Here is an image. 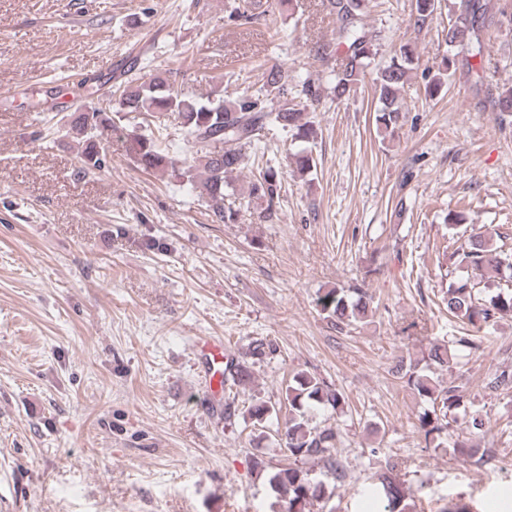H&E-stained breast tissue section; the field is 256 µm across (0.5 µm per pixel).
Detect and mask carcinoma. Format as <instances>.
I'll return each instance as SVG.
<instances>
[{"mask_svg":"<svg viewBox=\"0 0 512 512\" xmlns=\"http://www.w3.org/2000/svg\"><path fill=\"white\" fill-rule=\"evenodd\" d=\"M336 23L334 42L319 45L315 55L330 64L331 93L342 99L355 91L371 66L376 35L367 27L369 0H322ZM261 4L256 0H225L224 11L231 22L247 25L256 19ZM437 10L436 0H415L414 25L423 29ZM483 5L472 0L465 6L464 17L448 26L446 40L457 53L468 56L483 55L479 38L467 43L458 41L464 31L475 33L484 20ZM415 56L411 48L402 46L390 61L376 69L372 78L379 103L375 121L377 127L392 135L404 118L400 92L412 70ZM112 110L90 108L82 110L69 123L70 135L80 147V174H87L105 166V157L98 149L97 137L114 127L111 113L142 112L148 116L171 112L184 129L187 154L202 167L201 174L190 165L182 172L189 182L196 184L199 197L211 202L212 222L232 224L238 211L224 207V183L241 168L248 150L259 140L264 130L287 128L295 131L304 143L314 139L313 121L304 119L306 103L321 100L322 89L309 82H299L287 68L268 69L259 87L246 91L231 101L220 96L205 101L187 97L176 87V73L156 74L141 81L137 78L120 82L113 92ZM134 163L151 172H178L179 159L164 146L155 134H140L133 138ZM296 170L312 173L316 167L312 151L304 147L292 154ZM282 183L274 166H267L259 178L248 182V199L262 205L259 220L268 222L275 216ZM454 265L473 271V275L450 282L441 298L443 308L454 319L473 328L482 329L498 316H512V289H504L498 281L512 278V261L504 251L494 246L493 235L478 231L468 235L455 250ZM371 296L361 288L348 291L328 288L317 295L316 307L336 329L356 328L367 322L371 314ZM477 348L465 336L455 340L433 343L420 362L409 363L404 373L415 393L430 402V408L419 416V429L436 448L452 447V451L474 455L477 449L462 439L463 432L453 429L458 410L465 406L464 395L458 386L442 388L431 376L432 368H450L459 364L461 353ZM252 364L228 355L224 363V383L230 387H244L251 382ZM488 385L496 390H512V372L494 373ZM288 407L284 421V448L288 464L276 468L267 476L270 494L288 500V512H306V507L325 493V482L315 481L303 465L321 462L325 477L333 481L345 478L343 467L332 454L336 444V429L320 426L314 413L326 410L343 411L344 394L333 384L308 371H298L282 390L277 402L255 400L247 408L253 427L263 428ZM376 499L377 512H411L409 500L414 491L392 472L379 474L371 488Z\"/></svg>","mask_w":512,"mask_h":512,"instance_id":"carcinoma-1","label":"carcinoma"}]
</instances>
